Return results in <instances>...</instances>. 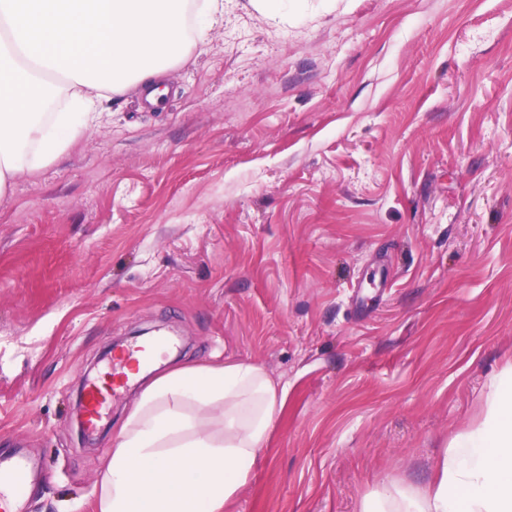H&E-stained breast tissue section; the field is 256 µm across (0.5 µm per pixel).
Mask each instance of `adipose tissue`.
I'll return each instance as SVG.
<instances>
[{
  "label": "adipose tissue",
  "instance_id": "adipose-tissue-1",
  "mask_svg": "<svg viewBox=\"0 0 512 512\" xmlns=\"http://www.w3.org/2000/svg\"><path fill=\"white\" fill-rule=\"evenodd\" d=\"M189 0H0V195L56 161L129 84L157 100L186 44ZM45 71L63 73L67 108ZM281 404L253 363L188 365L141 392L101 472L96 512H224L267 445ZM361 512H512V366L433 478L367 496Z\"/></svg>",
  "mask_w": 512,
  "mask_h": 512
}]
</instances>
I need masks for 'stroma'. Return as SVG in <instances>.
I'll list each match as a JSON object with an SVG mask.
<instances>
[{"mask_svg": "<svg viewBox=\"0 0 512 512\" xmlns=\"http://www.w3.org/2000/svg\"><path fill=\"white\" fill-rule=\"evenodd\" d=\"M148 109L133 86L0 197V453L23 512H94L143 389L75 421L118 341L285 386L224 512H360L418 487L512 362V0H224ZM29 474L30 466L23 456H0V511H22L21 497Z\"/></svg>", "mask_w": 512, "mask_h": 512, "instance_id": "35a3bbf8", "label": "stroma"}]
</instances>
